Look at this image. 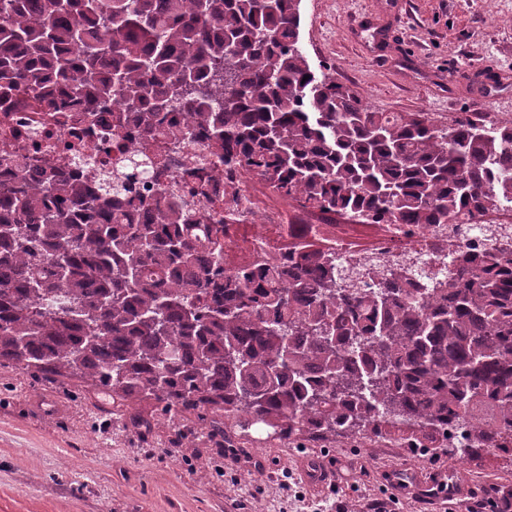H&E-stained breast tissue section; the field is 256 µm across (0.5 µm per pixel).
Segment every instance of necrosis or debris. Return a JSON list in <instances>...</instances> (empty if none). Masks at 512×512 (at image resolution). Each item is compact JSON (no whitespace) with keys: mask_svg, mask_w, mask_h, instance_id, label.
Wrapping results in <instances>:
<instances>
[{"mask_svg":"<svg viewBox=\"0 0 512 512\" xmlns=\"http://www.w3.org/2000/svg\"><path fill=\"white\" fill-rule=\"evenodd\" d=\"M116 114L110 105L96 112L53 110L23 88L0 95V156L26 160L30 175L69 173L98 189L104 176L123 170L136 156L134 139L113 133ZM158 150L166 155L167 168L160 180H147L145 202H153L161 186H189L188 202L203 226L222 236L232 267L274 262L287 268L290 253L307 250L363 274L414 261L443 274L453 249L481 248L482 236L470 224H380L366 242L354 224H289L279 212L260 211L244 172L225 167L203 137L166 142Z\"/></svg>","mask_w":512,"mask_h":512,"instance_id":"obj_1","label":"necrosis or debris"}]
</instances>
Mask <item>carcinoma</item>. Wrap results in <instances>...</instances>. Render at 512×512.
<instances>
[{
  "label": "carcinoma",
  "instance_id": "obj_1",
  "mask_svg": "<svg viewBox=\"0 0 512 512\" xmlns=\"http://www.w3.org/2000/svg\"><path fill=\"white\" fill-rule=\"evenodd\" d=\"M301 0H0V94L136 113L137 158L90 194L52 173L0 184V365L153 400L211 434L248 416L281 438L408 429L464 458L512 447V253L452 252L442 278L316 253L224 267L178 190L139 217L161 139L207 133L224 165L360 224L512 219V121L437 130L316 72ZM182 110L186 122L173 117ZM465 421L464 447L448 427Z\"/></svg>",
  "mask_w": 512,
  "mask_h": 512
}]
</instances>
